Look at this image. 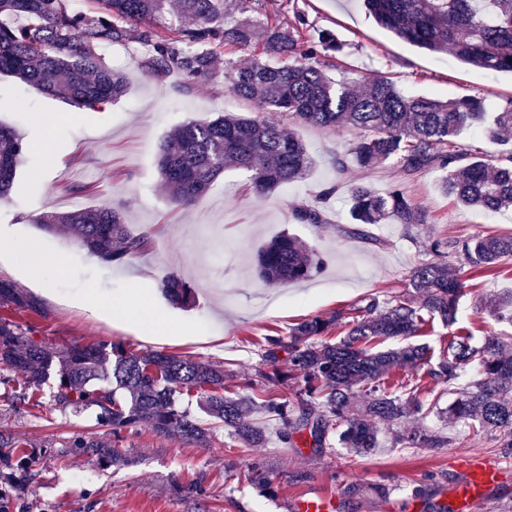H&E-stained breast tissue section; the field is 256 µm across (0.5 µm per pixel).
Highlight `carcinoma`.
<instances>
[{
  "mask_svg": "<svg viewBox=\"0 0 512 512\" xmlns=\"http://www.w3.org/2000/svg\"><path fill=\"white\" fill-rule=\"evenodd\" d=\"M0 0V74H6L64 99L91 108L117 100L127 91L123 72L113 69L102 50L136 41L149 50L146 70L163 76L172 70L188 80L215 76L214 60L226 46L263 45L265 58L224 70L234 94L258 111L191 121L172 129L158 150L161 181L176 208L193 205L229 166L251 173L256 194L304 178L312 166L304 144L285 132L281 118L326 131L352 127L360 138L334 158L339 175L350 162L367 168L390 160L410 178L440 168L447 171L443 192L470 210L497 212L512 207V153L498 162L473 158L457 137L469 129L491 136L512 129V99L497 112L481 100H442L402 91L378 76L360 91L353 81L329 77L324 66L342 51L326 29L311 34L304 16L295 23L261 25L251 17L224 12V0ZM368 13L397 38L432 53L451 50L469 66L512 73V0H363ZM26 152L24 139L0 124V199L9 198L17 168ZM336 192L330 186L292 213L299 224L326 223L323 203ZM351 221L346 233L369 238L365 227L390 220L425 224V213L395 186L384 194L365 182L349 187ZM43 231L73 230L81 245L98 259L124 265L150 251L147 231L131 230L122 212L110 205L35 214ZM436 261H423L409 276L406 296L362 300L348 312L311 317L290 336H268L262 359L273 371L263 377L288 387L289 395L252 393L254 383H230L224 366L164 352L130 350L121 342L91 346H47L29 330L0 317V369L18 372L22 381L0 379L7 400L34 401L50 383L61 408L93 410L97 423L112 430V444L75 437L72 448H92L117 466L131 462L118 447L122 434L147 423L159 436L205 445L216 427L229 430L242 444L258 447L263 431L249 421L255 408L280 425L284 443L309 437L315 448L335 435L342 447L365 455L388 429L423 412L417 398L426 387L442 386L455 396L444 414L463 422L474 438H489L512 448V336H486L480 345L470 332L448 337L434 356L424 344L376 350L370 344L408 339L435 319L455 323L462 283L449 269L454 256L482 271L495 272L512 256V235L474 234L439 238L425 244ZM325 259L286 234L263 244L257 256L259 278L268 286L300 281L319 272ZM173 304L188 306L194 288L176 276L161 282ZM0 307L35 310L37 303L13 283L0 280ZM512 324V294L493 309ZM345 331L337 342L317 340L333 328ZM285 357H279V354ZM197 393L205 418L180 405ZM456 438L413 430L393 433L394 446L441 448ZM24 444L0 436V463L23 452Z\"/></svg>",
  "mask_w": 512,
  "mask_h": 512,
  "instance_id": "cac0c4a2",
  "label": "carcinoma"
}]
</instances>
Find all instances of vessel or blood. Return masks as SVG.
I'll use <instances>...</instances> for the list:
<instances>
[{"instance_id":"1","label":"vessel or blood","mask_w":512,"mask_h":512,"mask_svg":"<svg viewBox=\"0 0 512 512\" xmlns=\"http://www.w3.org/2000/svg\"><path fill=\"white\" fill-rule=\"evenodd\" d=\"M460 476L455 489L452 512H474L476 501L487 504L488 512H497L496 500L489 498L490 490L504 479L499 460L474 454L456 455L452 462ZM336 496L332 493L310 492L294 499L291 512H335Z\"/></svg>"}]
</instances>
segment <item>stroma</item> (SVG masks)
Masks as SVG:
<instances>
[{
    "label": "stroma",
    "mask_w": 512,
    "mask_h": 512,
    "mask_svg": "<svg viewBox=\"0 0 512 512\" xmlns=\"http://www.w3.org/2000/svg\"><path fill=\"white\" fill-rule=\"evenodd\" d=\"M245 6L272 23L285 26L301 14L312 29L331 30L343 45L340 68L328 71L334 79L348 77L364 86L385 75L415 94L481 98L491 112L512 98V74L466 66L453 52L431 53L405 42L378 25L362 0H224L229 13ZM103 54L112 68L127 75L128 90L121 99L94 108H77L0 76V123L17 129L29 145L12 194L0 202V228L7 232L8 245L0 253V280L12 282L39 305L35 312L0 307V316L31 328L36 340L55 346L120 340L137 351L222 364L234 381L254 379L260 390L267 386L259 376L258 345L264 337L288 336L304 319L335 315L371 295L404 294L412 269L429 258L428 241L512 235V209L484 213L457 207L439 189L445 170L428 169L407 180L387 162L369 171L352 169L341 178L333 159L352 147L358 131L328 133L292 123L286 132L300 139L314 160L303 181L260 197L247 172L228 168L194 205L173 209L158 174V144L178 125L219 112H244L248 106L222 79L191 82L175 72L148 73L142 67L145 50L137 43L115 44ZM358 178L382 194L400 186L425 211L426 223L376 224L367 228L369 240L347 237V186ZM86 182L94 184V192H80ZM333 184L338 190L326 204V224L292 219L296 202ZM101 204L121 209L133 229L150 230L152 252L116 267L88 256L73 235L48 234L30 222L40 212ZM284 232L316 247L326 265L311 279L269 287L255 272L256 252ZM36 253L42 256L38 286L22 277ZM173 273L195 287L192 307H170L160 294L162 280ZM456 273L465 285L459 326L478 338L512 334L511 326L488 313L491 300L512 292V257L495 275L463 263ZM134 288L154 307L170 312L185 333L154 341L150 323L132 327L79 305L90 290L116 300ZM250 419L267 436L262 447H246L221 427L214 429L206 448L137 427L125 432L121 442L134 464L118 469L70 445L80 435L111 441L110 428L97 424L92 412L61 409L47 391L35 408L0 398V433L24 440L30 456L26 470L12 473L13 481L25 487L13 512H290V501L300 494L332 492L340 484L382 486L390 494L341 496L339 512H435L436 505L450 501L458 479L452 460L463 451L501 460L506 479L493 495L499 512H512V454L495 444L397 448L384 429L379 449L360 456L340 448L332 436L319 448L284 444L275 421L263 411H254ZM257 471L271 492L253 483ZM421 483L428 485V493L413 496Z\"/></svg>",
    "instance_id": "stroma-1"
}]
</instances>
